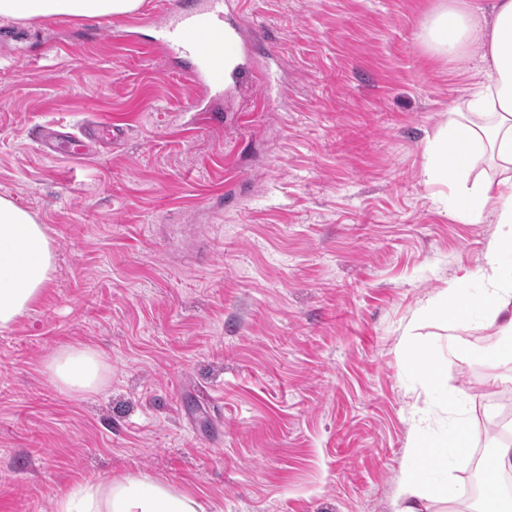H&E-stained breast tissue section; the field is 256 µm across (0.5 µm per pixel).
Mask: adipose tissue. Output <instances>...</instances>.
<instances>
[{"label":"adipose tissue","instance_id":"1","mask_svg":"<svg viewBox=\"0 0 512 512\" xmlns=\"http://www.w3.org/2000/svg\"><path fill=\"white\" fill-rule=\"evenodd\" d=\"M143 0H0V18L28 20L57 17L122 16ZM421 38L437 56L469 58L484 81L459 98L434 142L426 176L452 174L448 212L479 224L493 219L501 232L457 285L428 301L422 320L454 327L472 322L500 336L493 349L467 352L486 365L490 382L512 385V0H440ZM499 168V179L476 175L480 164ZM55 271V252L44 225L13 200L0 197V331L11 329L44 296ZM407 368L430 390L439 392L450 414L445 432L420 436L413 459L401 472L397 512H429V503L457 505L461 495L447 470L468 455L477 434L463 411L465 396L449 390L434 349L417 339L407 343ZM51 383L62 393L83 396L105 382L107 365L99 351L65 345L46 363ZM56 512H205L186 495L144 480H85L59 497Z\"/></svg>","mask_w":512,"mask_h":512}]
</instances>
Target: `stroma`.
<instances>
[{
    "label": "stroma",
    "mask_w": 512,
    "mask_h": 512,
    "mask_svg": "<svg viewBox=\"0 0 512 512\" xmlns=\"http://www.w3.org/2000/svg\"><path fill=\"white\" fill-rule=\"evenodd\" d=\"M439 0H244L251 81L186 111L178 60L126 17L0 20V197L53 240L41 301L0 332V512L144 477L206 512H393L415 430L447 426L406 367L429 343L479 427L499 394L474 325L417 319L497 233L448 214L430 144L480 76L421 41ZM122 130L82 163L43 127ZM101 352L95 393L44 373ZM51 383L62 393L84 396L105 382L107 365L103 355L90 347L64 345L46 363Z\"/></svg>",
    "instance_id": "stroma-1"
}]
</instances>
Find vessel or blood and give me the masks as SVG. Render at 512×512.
Instances as JSON below:
<instances>
[{"instance_id":"b4317fda","label":"vessel or blood","mask_w":512,"mask_h":512,"mask_svg":"<svg viewBox=\"0 0 512 512\" xmlns=\"http://www.w3.org/2000/svg\"><path fill=\"white\" fill-rule=\"evenodd\" d=\"M153 26L159 33L155 47L184 60L191 94L243 77V70L234 65L243 48L242 17L234 0H180L178 7H166ZM111 138V128L94 124L78 136L47 129L41 144L51 153L60 146L85 150Z\"/></svg>"}]
</instances>
